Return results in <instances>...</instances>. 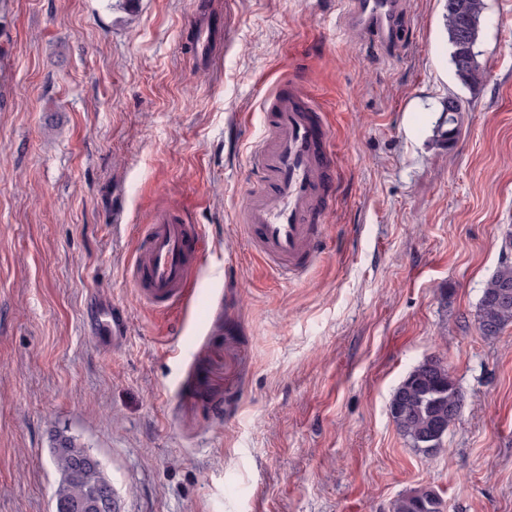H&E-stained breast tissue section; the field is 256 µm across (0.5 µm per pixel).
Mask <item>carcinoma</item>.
I'll return each mask as SVG.
<instances>
[{"label":"carcinoma","mask_w":512,"mask_h":512,"mask_svg":"<svg viewBox=\"0 0 512 512\" xmlns=\"http://www.w3.org/2000/svg\"><path fill=\"white\" fill-rule=\"evenodd\" d=\"M457 7L444 12L445 28L450 49L455 43L464 20L472 24V37L479 39L487 9L486 0H456ZM466 85L482 83L486 69L478 59L455 69ZM489 323L498 335L512 325V264L504 262L487 280L479 300L477 324ZM464 399L451 378L448 367L437 358H428L415 366L395 390L390 416L398 433L412 447L428 454L419 445L429 435L437 420L452 422L461 415ZM50 461L59 474L54 492V512H103L99 507L100 491L109 482L101 462H92V453L77 438L58 434L50 448ZM441 497L433 490L421 488L401 495L392 504L391 512H443Z\"/></svg>","instance_id":"obj_1"}]
</instances>
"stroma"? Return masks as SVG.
I'll use <instances>...</instances> for the list:
<instances>
[{
  "mask_svg": "<svg viewBox=\"0 0 512 512\" xmlns=\"http://www.w3.org/2000/svg\"><path fill=\"white\" fill-rule=\"evenodd\" d=\"M487 70L449 58L445 0H402L397 51L345 0H0V512H53L55 434L98 457L121 512H512V326L477 304L512 233V0H486ZM223 26L200 61L194 19ZM304 82L332 132L333 208L296 280L251 253L262 104ZM465 110L432 135L448 95ZM201 225L178 304L132 280L142 225ZM126 315L103 354L92 294ZM437 357L465 398L426 455L389 414ZM443 508V500L434 490L421 488L399 496L391 512H443Z\"/></svg>",
  "mask_w": 512,
  "mask_h": 512,
  "instance_id": "1",
  "label": "stroma"
}]
</instances>
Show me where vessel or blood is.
<instances>
[{"label":"vessel or blood","mask_w":512,"mask_h":512,"mask_svg":"<svg viewBox=\"0 0 512 512\" xmlns=\"http://www.w3.org/2000/svg\"><path fill=\"white\" fill-rule=\"evenodd\" d=\"M350 4L354 21L376 45H400V0ZM263 116L265 134L254 151L263 181L245 198L243 229L252 249L278 276L298 279L320 254L322 230L313 217L330 206V128L304 85L295 81L267 97ZM201 239L199 225L183 223L169 212L143 226L132 277L146 301L161 308L180 301L194 280ZM91 319L103 347L126 339V318L95 311Z\"/></svg>","instance_id":"1"}]
</instances>
